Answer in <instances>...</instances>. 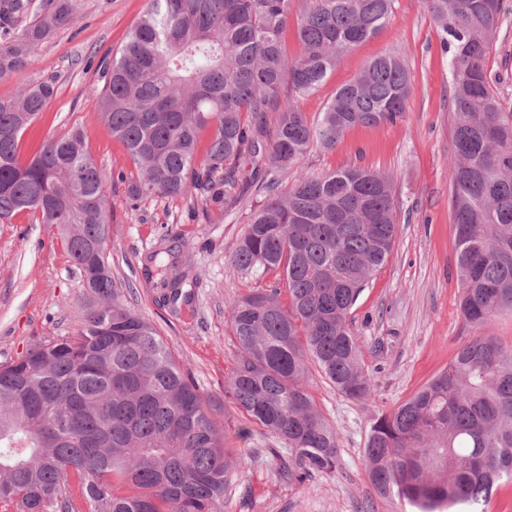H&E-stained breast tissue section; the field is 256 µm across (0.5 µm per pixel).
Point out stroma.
Here are the masks:
<instances>
[{
	"label": "stroma",
	"mask_w": 512,
	"mask_h": 512,
	"mask_svg": "<svg viewBox=\"0 0 512 512\" xmlns=\"http://www.w3.org/2000/svg\"><path fill=\"white\" fill-rule=\"evenodd\" d=\"M147 6L148 0H75L73 23L38 48L34 64L0 79L2 100L44 80L57 89L24 132L21 161L33 158L47 139L77 128L89 156L110 175L112 277L129 307L156 328L201 392L222 403L218 421L231 455L242 459L224 496V512H418L397 496L375 491L364 449L376 417L409 399L476 334L459 307L450 75L434 18L423 0H396L389 23L344 55L325 82L299 101L308 119L318 120L337 89L384 54L399 56L413 76L400 120L353 127L332 149L313 145L302 169L281 176L290 186L299 173L325 175L350 165L383 173L391 179L398 220L393 249L351 314L372 393L349 399L311 372L315 402L340 438L341 466L299 484L281 476L285 457L275 454L276 440L249 422L224 390L239 357L229 304L271 289L276 281L272 273L243 276L230 261L258 198H243L208 224L198 219L196 200L188 193L148 197L129 207L126 183L137 171L101 121L91 93L105 81L101 62L111 59ZM486 66L503 110L512 112V15L497 32ZM119 172L124 181H116ZM164 238L178 240L191 265L183 286L188 303L177 315L159 304L144 275L146 257ZM94 303L58 226L40 223L29 210L0 224V364L35 344L77 333Z\"/></svg>",
	"instance_id": "obj_1"
}]
</instances>
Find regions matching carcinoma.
<instances>
[{
  "mask_svg": "<svg viewBox=\"0 0 512 512\" xmlns=\"http://www.w3.org/2000/svg\"><path fill=\"white\" fill-rule=\"evenodd\" d=\"M290 2L149 0L112 54L98 105L139 173L128 183L130 201L192 187L208 221L214 209L262 197L231 263L245 276L277 272L279 282L230 303L240 357L228 389L253 424L285 445L286 476L301 484L340 463L310 367L350 399L371 394L350 314L392 249L397 219L384 174L348 166L283 189L278 173L299 167L315 143L333 148L352 127L401 119L413 78L398 56L376 57L310 122L298 99L388 23L396 0H303L296 58L284 44ZM503 2L425 0L449 53L460 311L480 334L377 418L365 448L376 492L423 512H483L498 482L512 480V346L487 333L512 311V112L502 110L486 68ZM32 11L33 0H0L8 33L0 79L72 24L75 5L56 0L30 22ZM285 87L292 97L284 101ZM54 94L53 82L42 81L0 100V223L29 209L60 225L100 306L77 334L0 364V503L18 512H224L235 461L218 405L112 279L107 178L82 133L51 138L29 162L20 159L23 132ZM269 112L278 113L272 126ZM184 266L176 245L162 242L149 256L145 276L162 303L179 301Z\"/></svg>",
  "mask_w": 512,
  "mask_h": 512,
  "instance_id": "carcinoma-1",
  "label": "carcinoma"
}]
</instances>
